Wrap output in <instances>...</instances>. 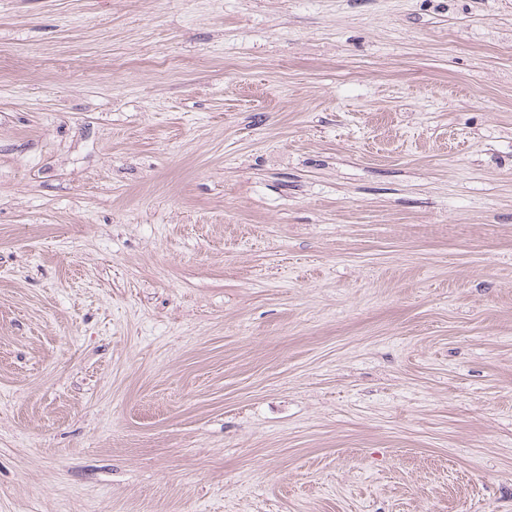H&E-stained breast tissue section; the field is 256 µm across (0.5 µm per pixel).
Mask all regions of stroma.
I'll return each instance as SVG.
<instances>
[{
    "label": "stroma",
    "instance_id": "stroma-1",
    "mask_svg": "<svg viewBox=\"0 0 512 512\" xmlns=\"http://www.w3.org/2000/svg\"><path fill=\"white\" fill-rule=\"evenodd\" d=\"M0 512H512V0H0Z\"/></svg>",
    "mask_w": 512,
    "mask_h": 512
}]
</instances>
